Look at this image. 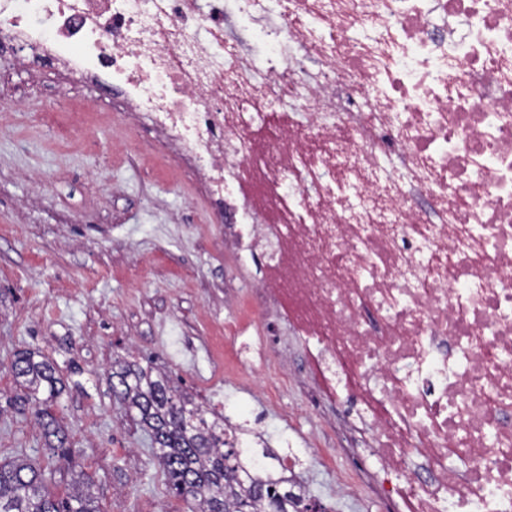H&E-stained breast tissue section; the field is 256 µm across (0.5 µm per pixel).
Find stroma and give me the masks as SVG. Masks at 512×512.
<instances>
[{
    "label": "stroma",
    "mask_w": 512,
    "mask_h": 512,
    "mask_svg": "<svg viewBox=\"0 0 512 512\" xmlns=\"http://www.w3.org/2000/svg\"><path fill=\"white\" fill-rule=\"evenodd\" d=\"M56 83L0 55V106L17 112L0 126V460L23 457L50 473L62 495L71 475L48 448L11 370L16 351L38 349L60 369L78 364L51 413L65 428L76 465L93 481L101 512H191L173 494L142 431L108 382L117 358L150 362L208 410L227 409L244 428L261 424L273 450L332 448L319 416L284 418L292 387L270 404L248 386L259 366L250 344L226 356L216 332L251 315L231 255L201 245L206 205L126 148L101 152L110 127L60 126ZM341 463L317 457L301 476L315 500L336 497ZM337 512H389L371 497L337 499Z\"/></svg>",
    "instance_id": "35a3bbf8"
}]
</instances>
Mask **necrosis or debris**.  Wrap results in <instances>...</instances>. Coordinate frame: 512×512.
Wrapping results in <instances>:
<instances>
[{
	"label": "necrosis or debris",
	"mask_w": 512,
	"mask_h": 512,
	"mask_svg": "<svg viewBox=\"0 0 512 512\" xmlns=\"http://www.w3.org/2000/svg\"><path fill=\"white\" fill-rule=\"evenodd\" d=\"M1 52L146 122L373 492L512 512V0H0ZM269 320H275L278 328V335L281 339L283 346L288 348V364L290 368L296 366V363L301 364L304 362V351L298 338L295 336L293 328L290 326L288 321L284 319H277L274 315L268 318Z\"/></svg>",
	"instance_id": "1"
}]
</instances>
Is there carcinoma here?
Listing matches in <instances>:
<instances>
[{
    "label": "carcinoma",
    "instance_id": "carcinoma-1",
    "mask_svg": "<svg viewBox=\"0 0 512 512\" xmlns=\"http://www.w3.org/2000/svg\"><path fill=\"white\" fill-rule=\"evenodd\" d=\"M11 369L25 391L23 400L35 407L36 420L47 437L56 439L49 447L64 448L68 436L56 418L44 408L66 388L56 363L38 351L19 350ZM111 390L114 396L136 411L155 448L169 489L192 499L194 512H301L302 499L293 490L279 488V482L253 467L246 458L237 457L227 447L224 421L210 420L194 397L170 385L162 374L136 362L118 360L112 365ZM200 413L195 428L185 427L177 417L173 399ZM243 474V481L226 482L224 466ZM45 471L25 458L0 463V512H100L91 492L89 477L77 473L64 497L51 495L46 487Z\"/></svg>",
    "mask_w": 512,
    "mask_h": 512
}]
</instances>
